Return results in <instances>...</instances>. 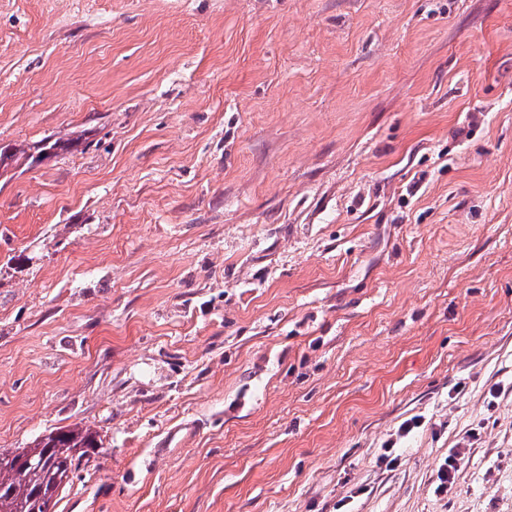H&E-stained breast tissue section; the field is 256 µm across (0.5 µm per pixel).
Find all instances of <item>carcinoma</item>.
<instances>
[{
	"label": "carcinoma",
	"instance_id": "carcinoma-1",
	"mask_svg": "<svg viewBox=\"0 0 512 512\" xmlns=\"http://www.w3.org/2000/svg\"><path fill=\"white\" fill-rule=\"evenodd\" d=\"M89 146L85 133L59 137L25 147L12 145L0 147V169H17L30 166L35 155L47 150L56 155L70 153ZM98 447L91 429L78 424L67 429L52 430L16 453L30 457V464L23 470L14 466L10 453L0 452V512H35L32 496L42 492L50 496L64 490L79 470L81 461L88 456V449Z\"/></svg>",
	"mask_w": 512,
	"mask_h": 512
}]
</instances>
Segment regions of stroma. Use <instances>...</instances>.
I'll return each mask as SVG.
<instances>
[{
	"instance_id": "stroma-1",
	"label": "stroma",
	"mask_w": 512,
	"mask_h": 512,
	"mask_svg": "<svg viewBox=\"0 0 512 512\" xmlns=\"http://www.w3.org/2000/svg\"><path fill=\"white\" fill-rule=\"evenodd\" d=\"M80 130L0 176L56 512H512V0H0V144ZM465 452L461 448L448 453V458L445 459L439 467V485L436 490L439 493H447L454 483L455 474L459 470L460 461L463 459Z\"/></svg>"
}]
</instances>
